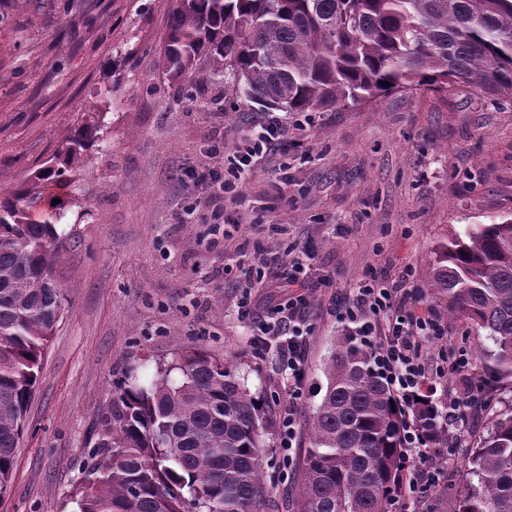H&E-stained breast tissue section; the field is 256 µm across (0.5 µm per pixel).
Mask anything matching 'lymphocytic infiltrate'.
Listing matches in <instances>:
<instances>
[{"instance_id":"obj_1","label":"lymphocytic infiltrate","mask_w":512,"mask_h":512,"mask_svg":"<svg viewBox=\"0 0 512 512\" xmlns=\"http://www.w3.org/2000/svg\"><path fill=\"white\" fill-rule=\"evenodd\" d=\"M305 265L293 258L288 265L265 271V278L288 288L286 301L257 317L254 340L275 347L291 382L293 399L302 395L306 338L311 332L307 321L309 285L302 275ZM340 320L352 325L365 342L373 364L386 377L404 406L416 398L435 393L431 379L457 372L469 362L467 354L449 352L443 363L433 364L428 354L430 338L441 335L438 324L410 307L402 288L382 283L358 288L351 302L338 311ZM403 444L416 460L401 479L402 487L416 491L420 484L434 483L438 469L424 467V443L414 423L403 428Z\"/></svg>"}]
</instances>
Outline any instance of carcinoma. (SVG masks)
I'll return each mask as SVG.
<instances>
[{"mask_svg":"<svg viewBox=\"0 0 512 512\" xmlns=\"http://www.w3.org/2000/svg\"><path fill=\"white\" fill-rule=\"evenodd\" d=\"M163 72L208 57L217 76L263 111L326 112L392 92L465 84L512 97V0H175ZM98 123L70 132L52 164L0 195V495L63 310L55 277L56 206L37 208L76 176ZM432 287L485 332L484 368L512 377V222L477 224L442 245ZM311 416L297 512H387L404 457L407 415L430 448L445 444L429 399L406 410L370 354L341 338ZM263 398L237 366L202 347L157 367L145 386L112 394L97 433L94 479L77 512H259ZM454 512H512V407L473 449Z\"/></svg>","mask_w":512,"mask_h":512,"instance_id":"cac0c4a2","label":"carcinoma"}]
</instances>
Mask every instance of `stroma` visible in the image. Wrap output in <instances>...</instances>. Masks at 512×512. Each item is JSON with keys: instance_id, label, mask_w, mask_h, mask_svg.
<instances>
[{"instance_id": "obj_1", "label": "stroma", "mask_w": 512, "mask_h": 512, "mask_svg": "<svg viewBox=\"0 0 512 512\" xmlns=\"http://www.w3.org/2000/svg\"><path fill=\"white\" fill-rule=\"evenodd\" d=\"M172 0H0V189L11 192L52 158L75 127L98 117L103 138L78 179L57 195L67 247L56 266L63 314L50 339L0 512H75L92 448L126 377L150 383L159 365L195 347L237 363L267 405L270 428L260 512H297L308 419L325 387L334 342L348 327L336 304L360 284L404 285L408 302L444 327L429 345L492 349L470 321L449 316L430 288L435 249L475 224L512 221V99L466 85L395 92L328 112H298L272 152L218 196L227 156L264 114L210 76L200 58L193 91L160 61ZM237 222L215 235L214 209ZM312 247L298 447L280 448L288 379L275 352L255 346L239 303L244 254L287 263L286 244ZM463 401L465 421L438 482L395 493L388 512H453L473 448L512 407V378L475 365L437 383L433 400Z\"/></svg>"}]
</instances>
